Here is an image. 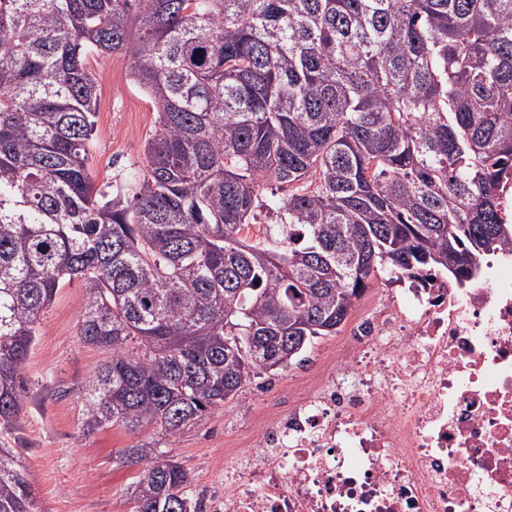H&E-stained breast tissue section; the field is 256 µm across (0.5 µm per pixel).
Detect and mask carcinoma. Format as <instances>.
I'll return each mask as SVG.
<instances>
[{
  "instance_id": "carcinoma-1",
  "label": "carcinoma",
  "mask_w": 512,
  "mask_h": 512,
  "mask_svg": "<svg viewBox=\"0 0 512 512\" xmlns=\"http://www.w3.org/2000/svg\"><path fill=\"white\" fill-rule=\"evenodd\" d=\"M90 53L157 111L111 196ZM511 175L512 0H0V512H31L9 441L66 284L107 353L82 432L174 436L337 333L379 271L474 281ZM263 208L282 238L243 241ZM120 461L135 512H199L173 459Z\"/></svg>"
}]
</instances>
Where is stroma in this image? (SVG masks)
Here are the masks:
<instances>
[{"instance_id": "1", "label": "stroma", "mask_w": 512, "mask_h": 512, "mask_svg": "<svg viewBox=\"0 0 512 512\" xmlns=\"http://www.w3.org/2000/svg\"><path fill=\"white\" fill-rule=\"evenodd\" d=\"M86 66L100 90L89 171L96 186L115 191L128 171L144 163V148L157 112L129 77V61L88 55ZM80 281L60 288L42 313L23 372L31 391L21 413L17 445L29 476L33 512H132L135 467L123 465L122 449L151 442L169 452L189 474L193 499L224 497V449L250 440L260 419L287 408L308 377L335 356L343 335L312 341L303 363L255 378L245 391L211 415L169 437L153 425L131 432L108 426L81 430L84 382L106 358L78 336Z\"/></svg>"}]
</instances>
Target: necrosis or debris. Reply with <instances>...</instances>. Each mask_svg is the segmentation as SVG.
<instances>
[{"mask_svg": "<svg viewBox=\"0 0 512 512\" xmlns=\"http://www.w3.org/2000/svg\"><path fill=\"white\" fill-rule=\"evenodd\" d=\"M359 299L334 358L224 450L212 512H512V250Z\"/></svg>", "mask_w": 512, "mask_h": 512, "instance_id": "obj_1", "label": "necrosis or debris"}]
</instances>
